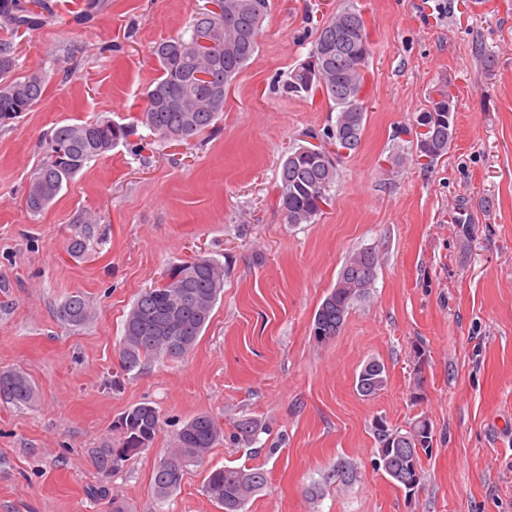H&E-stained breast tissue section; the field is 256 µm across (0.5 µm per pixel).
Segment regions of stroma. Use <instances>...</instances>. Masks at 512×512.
<instances>
[{
	"mask_svg": "<svg viewBox=\"0 0 512 512\" xmlns=\"http://www.w3.org/2000/svg\"><path fill=\"white\" fill-rule=\"evenodd\" d=\"M43 24L13 31L16 76L46 77L42 100L0 124V369L34 382L33 407L0 402V512H222L210 470L262 466L246 512H512V0H271L259 50L230 87L216 131L161 143L145 127L91 161L42 213L24 204L52 128L108 117L132 123L157 75L150 54L206 0H45ZM371 48L361 143L337 163L331 200L311 224L285 223L273 186L292 148L323 143L322 94L278 89L318 28L346 7ZM453 90L455 134L419 161L416 122L438 87ZM96 218L87 252L73 231ZM379 253L377 276L334 339L310 334L352 252ZM205 255L224 288L183 358L125 372L119 340L137 294L171 262ZM82 293L93 317L64 325ZM371 360L388 382L356 391ZM141 402L161 415L152 449L112 472L93 449ZM224 430L180 488H150L176 429L199 413ZM427 420L433 452L414 492L378 470L376 420ZM353 471L336 479L337 466ZM60 321L73 328L84 326L92 317V310L85 297L76 292L69 295L58 308ZM233 432L230 437L238 445L249 446L253 444L263 430V425L257 419L241 417L233 423Z\"/></svg>",
	"mask_w": 512,
	"mask_h": 512,
	"instance_id": "stroma-1",
	"label": "stroma"
}]
</instances>
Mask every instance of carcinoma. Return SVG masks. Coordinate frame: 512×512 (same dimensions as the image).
<instances>
[{"label":"carcinoma","instance_id":"1","mask_svg":"<svg viewBox=\"0 0 512 512\" xmlns=\"http://www.w3.org/2000/svg\"><path fill=\"white\" fill-rule=\"evenodd\" d=\"M221 14L208 9L196 13L184 32L153 46L151 55L157 77L145 94L139 121L163 142H190L216 130L224 111V99L232 84L249 65L259 49L262 24L271 10V0H222ZM0 18L12 29L30 30L39 25L33 9L22 0H0ZM370 46L359 11L346 8L319 29L307 57L289 73L282 91L291 96L321 93L336 111L335 125L352 134L350 149L358 147L364 130L365 107L358 93L364 83V69ZM16 53L9 42H0V121L13 120L40 102L45 78L39 71L23 77L14 75ZM448 100L433 104L423 113L429 127L423 136L425 154L435 161L448 151L453 132L448 128ZM134 133V126L109 118H95L54 128L46 138L42 157L25 193L29 213L42 212L93 159L100 157ZM59 146L52 150L49 143ZM327 150L314 151L301 145L284 160L276 184L278 208L287 224H312L330 201L336 181V165L324 158ZM91 229L84 226L67 241L66 251L79 257L88 250ZM379 258L376 249L357 250L342 269L339 291H331L316 311L311 334L318 342L336 337L352 304L368 294L374 282ZM178 276L165 288H145L135 299L124 322L119 343L125 371L141 369L152 359L184 357L201 336L223 288V267L213 258L199 257L175 262ZM60 321L73 328L84 326L92 317L85 297L76 292L58 308ZM357 377L356 388L364 397L373 396L387 384L384 364ZM0 400L16 407H30L36 389L27 373L17 368L0 370ZM420 420L407 429L386 421L374 426L378 447L399 439L377 466L400 488L410 479L421 482V453L432 450V435L422 432ZM161 428L154 406L143 402L126 410L115 424L117 443L93 450L96 467L114 470L113 458H133L149 450ZM263 425L251 417L233 423L232 440L242 446L253 444ZM223 435L218 420L199 413L177 430L173 446L154 467L152 490L160 501L167 500L181 486L190 465L204 460ZM268 483L261 468L219 467L209 472L203 490L224 512H245L250 499Z\"/></svg>","mask_w":512,"mask_h":512}]
</instances>
